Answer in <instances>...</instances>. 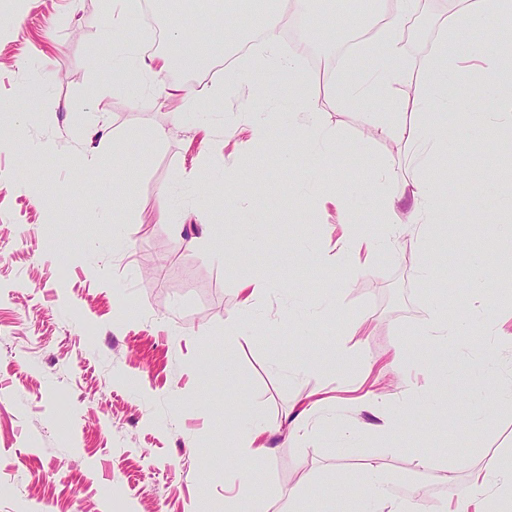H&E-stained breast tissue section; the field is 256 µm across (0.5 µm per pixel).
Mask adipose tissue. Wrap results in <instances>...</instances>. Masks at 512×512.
Returning a JSON list of instances; mask_svg holds the SVG:
<instances>
[{
  "label": "adipose tissue",
  "instance_id": "adipose-tissue-1",
  "mask_svg": "<svg viewBox=\"0 0 512 512\" xmlns=\"http://www.w3.org/2000/svg\"><path fill=\"white\" fill-rule=\"evenodd\" d=\"M400 8L391 14L378 15V31L364 39V53L373 67L368 74H350L331 81L329 95L337 105L362 112L374 113L370 125L373 134L393 137L411 152L410 173L402 177L396 195H388L385 180L392 171L390 164L374 162V176L363 190L385 225L387 233L397 229L392 216L401 199L412 202L411 219L421 227L417 242L423 250L431 243L425 232L428 225L438 223L445 204L438 193L441 183L460 177V170L436 167V153L451 148L463 136L476 133L477 125L467 124L464 110L468 105L459 93L460 84H470L481 91L488 110V123L494 125L507 142L512 143V113L498 108L502 100H512V35L499 29L500 21L512 19V0H448V24L451 27L491 29V36L475 42L451 38L436 51L432 67L419 80L421 92L415 102L423 113L421 121L406 123L401 118L403 105L389 94L391 85L409 80L396 40L404 19L416 7V0H398ZM125 13L112 17V53L100 61L101 67L121 77L127 86H136L142 76H158L171 68L193 72L207 66L211 58L227 47L224 33L228 27L226 9L211 12L206 21L208 37L204 42L183 43L185 23L182 15L159 12L158 26L167 32L170 41L180 42L175 53H165L147 60L133 61L124 55L128 45ZM251 28L259 30L269 55L257 59L248 70L236 73L221 85L199 89L197 98L215 102L248 87L266 102L287 108L288 128L299 150L310 156L335 149L340 141L335 130L318 125L314 116L318 104L311 92V78L298 70L293 56L278 53L282 17L276 0H252L245 15ZM339 207L344 215L342 233L335 248L336 258L347 261L360 253L379 254L378 237L368 235L351 220L355 203L340 197ZM470 286L483 302L487 320L495 334L512 344V288L484 287L479 270H472ZM379 461L367 465L366 506L368 512H418L413 498L391 497L380 477ZM448 512H512V455L490 460L470 483L448 503Z\"/></svg>",
  "mask_w": 512,
  "mask_h": 512
}]
</instances>
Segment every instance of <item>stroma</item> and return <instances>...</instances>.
Here are the masks:
<instances>
[{
	"mask_svg": "<svg viewBox=\"0 0 512 512\" xmlns=\"http://www.w3.org/2000/svg\"><path fill=\"white\" fill-rule=\"evenodd\" d=\"M294 17L298 42L310 47L294 52L305 70L319 62L332 76L370 71L364 54L337 55L312 40L309 18ZM0 19L15 29L0 40V132L21 133L0 146V512H224L236 472L251 466L255 495L283 512H364L365 466L375 458L391 495L433 482L444 507L487 457L512 452V408L494 404L497 384L512 382V347L498 345L459 262L493 252L498 225L512 223L485 219L497 206L490 187L512 191V150L497 130L439 153V166L464 161L468 174L441 187L448 216L428 228L431 255L404 236L391 254L339 266L316 255L340 235L326 187L349 191L351 172L369 179V161L336 150L312 180L300 153L264 185L241 179L223 204L224 167L266 107L243 92L216 103L171 93L222 83L250 56L232 46L204 70L175 68L135 93L98 65L112 49L106 0H0ZM425 24L422 39L400 48L414 74L448 36L446 11L429 8ZM34 81L44 96L30 109L22 93ZM317 120L343 141L367 138L362 112L324 99ZM151 127L174 133L132 139ZM42 140L59 155L31 152ZM80 154L99 160L82 195L69 163ZM198 187L217 200L201 222ZM101 192L114 200L112 216L95 210ZM250 208L265 240L249 251L234 226ZM424 263L426 279L417 275ZM249 277L267 283L253 301V333L226 336ZM451 314L472 335L445 380L420 331ZM488 351L495 374L477 394L467 371ZM336 354L341 364L328 365ZM369 390L404 426L357 430L379 421L358 409ZM320 397L334 407L290 433L291 419ZM477 411L478 431L464 433ZM255 419L273 431L257 465L224 447ZM445 465L456 484L439 482Z\"/></svg>",
	"mask_w": 512,
	"mask_h": 512,
	"instance_id": "obj_1",
	"label": "stroma"
}]
</instances>
